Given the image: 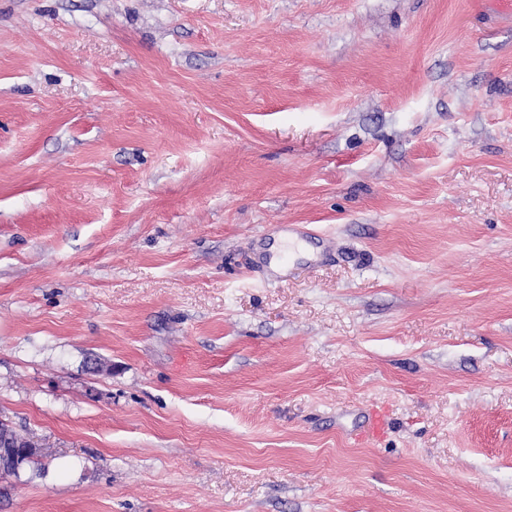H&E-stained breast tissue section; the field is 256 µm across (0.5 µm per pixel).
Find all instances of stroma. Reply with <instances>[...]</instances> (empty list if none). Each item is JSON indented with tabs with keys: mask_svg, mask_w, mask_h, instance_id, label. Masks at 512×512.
Wrapping results in <instances>:
<instances>
[{
	"mask_svg": "<svg viewBox=\"0 0 512 512\" xmlns=\"http://www.w3.org/2000/svg\"><path fill=\"white\" fill-rule=\"evenodd\" d=\"M0 419V512H512V15L0 0ZM24 448H0V473L17 475L20 467L37 453V446L27 440Z\"/></svg>",
	"mask_w": 512,
	"mask_h": 512,
	"instance_id": "1",
	"label": "stroma"
}]
</instances>
